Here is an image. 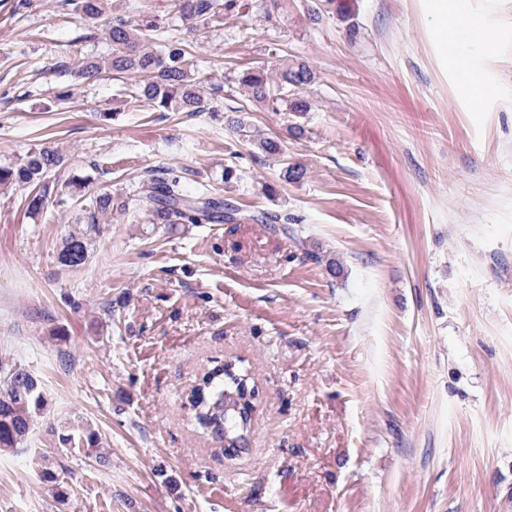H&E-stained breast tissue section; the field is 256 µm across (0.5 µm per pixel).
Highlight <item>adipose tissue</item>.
<instances>
[{
    "label": "adipose tissue",
    "mask_w": 512,
    "mask_h": 512,
    "mask_svg": "<svg viewBox=\"0 0 512 512\" xmlns=\"http://www.w3.org/2000/svg\"><path fill=\"white\" fill-rule=\"evenodd\" d=\"M430 3L432 21L441 32L443 50L449 66L459 71L473 100H480L483 96L481 85L484 77L470 65L464 43L455 37L456 30L473 29L471 15L463 0H430Z\"/></svg>",
    "instance_id": "adipose-tissue-1"
}]
</instances>
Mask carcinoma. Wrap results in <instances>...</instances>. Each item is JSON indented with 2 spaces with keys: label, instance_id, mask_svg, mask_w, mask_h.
Segmentation results:
<instances>
[{
  "label": "carcinoma",
  "instance_id": "carcinoma-1",
  "mask_svg": "<svg viewBox=\"0 0 512 512\" xmlns=\"http://www.w3.org/2000/svg\"><path fill=\"white\" fill-rule=\"evenodd\" d=\"M73 14L81 20L96 23L104 14L105 0H65ZM174 7L181 18L197 27L208 28L230 15H237L246 8L244 0H174ZM332 13L347 23V32L353 37L356 27L350 23L352 13L347 0H317L308 7L312 20L322 12ZM105 38L110 51L94 55L75 73V79L84 84L94 83L106 74L142 76L134 84L131 99L153 112H206L211 109L213 95L221 88L204 89L205 80L199 77L194 61L193 47L180 30L164 27L150 11L148 0H131L127 10L115 13L105 23ZM315 80L313 68L306 62L262 65L245 69L237 84L248 100L278 112L285 103L293 112H307L310 104L300 93ZM229 127L248 138L262 153L279 158L280 142L266 137L246 125L243 119L232 116ZM65 163L62 153L41 143L30 147L17 160L0 164V186L30 188L27 211L40 214L51 197H77L84 188V180L76 178L60 185L50 181V175ZM139 201L143 203L152 224H278L282 216L273 212L245 214L228 199L212 193L203 186L196 194L184 190L182 176L168 167L152 170L150 178L140 188ZM129 209V199L101 189L80 200L79 220L85 229L68 234L62 239L58 260L68 269L83 267L89 257V239L101 234V225L110 223L112 212L124 213ZM20 366L0 359V452L12 451L28 437L34 419L45 414L48 399L39 379L31 372L26 375L24 387H19L16 372ZM252 378L224 377V365L210 368L190 392L188 402L193 411L194 424L202 433L224 440L230 448L247 445L254 409L244 402V386ZM60 448L56 455L41 456V480L48 484L56 498L63 500L67 488L61 477L66 470L63 455L72 449L85 451V456L98 463L107 460L100 448L95 430L84 428L74 431L65 428L58 434Z\"/></svg>",
  "mask_w": 512,
  "mask_h": 512
}]
</instances>
